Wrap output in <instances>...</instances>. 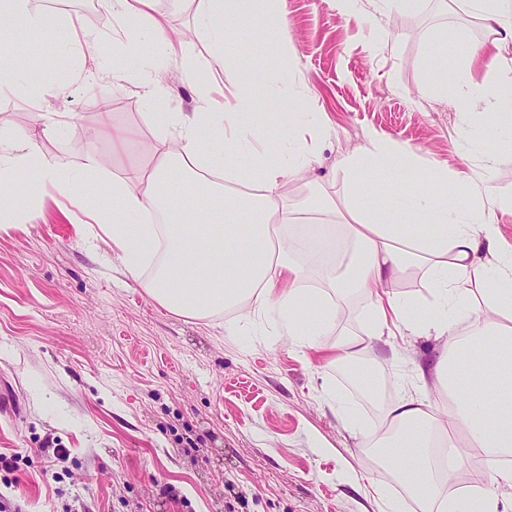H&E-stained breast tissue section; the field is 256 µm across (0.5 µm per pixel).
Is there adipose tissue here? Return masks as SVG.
Listing matches in <instances>:
<instances>
[{
    "instance_id": "obj_1",
    "label": "adipose tissue",
    "mask_w": 512,
    "mask_h": 512,
    "mask_svg": "<svg viewBox=\"0 0 512 512\" xmlns=\"http://www.w3.org/2000/svg\"><path fill=\"white\" fill-rule=\"evenodd\" d=\"M273 0H200L195 34L225 65L252 55L249 43L224 46L231 33L249 27L258 36L279 32L288 45V20L273 11ZM419 0H336L338 15L349 17L371 5L367 15L381 34H389L394 17L413 13ZM492 34L476 43L441 40L428 51L446 58L435 66L429 88L441 94L457 86V110L462 148L476 137L469 125L475 114L500 115L496 133L512 135V113L501 107L512 95V0H467ZM113 19L122 21L138 38L154 43L160 56L177 60L184 40L170 31L155 12V0H105ZM0 18L23 24L30 32L53 31L62 41L83 39L98 76L117 82H138L152 105L148 126L156 144L147 165L113 173L104 180L103 158L83 156L79 172L45 162L38 143L43 131L55 129L56 113H48L43 130L31 129L8 142L0 140V231L23 216V205L36 190L53 188L81 203L91 223L112 242V255L128 270L158 305L193 319L230 312L229 332L239 331L249 316L274 313L280 335L299 350L312 349L318 337L336 327L341 303L349 293L368 292V333L399 330L405 336H432L443 342L438 359L419 367L413 392L385 407L378 422L362 425L352 412L344 418L363 447L378 449L402 479L418 512H499L512 496V468H499L489 483L462 492L456 487L462 465L460 449L474 448L491 457L512 455V251L503 249L501 231L485 200L484 186L461 196L456 205L434 194L447 185V167L419 168L417 151L407 143L369 135L356 152L345 155L341 167L348 180L343 204L323 197L312 209L333 214L345 230L353 253L343 276L328 262L310 265L299 255L325 241L329 227L306 225L289 235L296 205L287 200L289 185L308 183V172L319 142L329 129L322 113H292L288 125L272 133L271 112L245 111L241 98L217 102L209 84L198 88L196 109L171 108L167 93L157 83L142 79L137 45L118 40L125 65L108 70L95 49L91 33L51 14L31 12L29 0H0ZM483 61L486 76L474 81L459 61ZM279 61L242 72L247 82L259 83L266 103L283 97L308 99L306 85L288 80ZM29 175L26 182L16 172ZM416 173V185H404L394 197L385 184L402 183ZM194 183L203 196L218 199L220 208L198 209L187 197L165 194L172 175ZM409 216L406 224L397 223ZM487 251L479 261V251ZM149 277H142L144 268ZM423 273L430 298L418 304L400 298L389 286ZM468 323L460 336L456 328ZM479 354L488 385L464 389L458 362L468 353ZM447 394L448 407L438 410L429 390Z\"/></svg>"
}]
</instances>
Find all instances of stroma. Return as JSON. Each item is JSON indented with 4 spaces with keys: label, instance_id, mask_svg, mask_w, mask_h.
Instances as JSON below:
<instances>
[{
    "label": "stroma",
    "instance_id": "1",
    "mask_svg": "<svg viewBox=\"0 0 512 512\" xmlns=\"http://www.w3.org/2000/svg\"><path fill=\"white\" fill-rule=\"evenodd\" d=\"M58 2L29 6L77 23L95 35L99 55L111 56L113 20L102 0L88 10ZM155 8L184 35L186 58H209L193 34L195 0H156ZM283 8L299 62L292 77L310 97L274 109L324 113L331 129L311 165L314 187L342 198L341 157L375 133L411 144L422 163L487 179L492 199L512 197V142L491 138L460 156L457 88L425 90L430 42L489 39L459 0L446 9L422 0L386 38L359 17L338 16L336 0H284ZM1 42L12 51L0 56V70L34 69L46 54L68 65L62 77L46 71L40 92L0 94V138L42 128L44 114L57 112L66 126L40 140L49 164L75 170L89 152L115 168L149 159L150 106L135 84L90 77L83 47L51 32L35 36L15 24L0 29ZM139 55L172 106L193 111L197 87L181 62L155 67L147 42ZM103 111L141 131L121 155L90 134ZM40 205V218L0 232V454L17 459L12 471L0 470L6 512H376L367 495L373 479L403 496L339 409L374 421L370 404L412 388L416 366L436 358L440 340L373 338L366 361L374 388L360 395L319 352H295L271 320L234 335L224 314H171L111 261L109 243L89 245L77 202L47 193ZM50 438L68 450L65 467L51 465Z\"/></svg>",
    "mask_w": 512,
    "mask_h": 512
}]
</instances>
